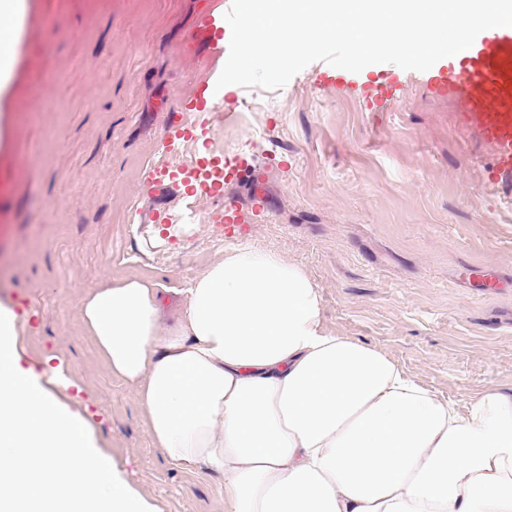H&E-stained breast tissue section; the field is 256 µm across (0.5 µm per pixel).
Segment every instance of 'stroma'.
<instances>
[{
	"instance_id": "obj_1",
	"label": "stroma",
	"mask_w": 512,
	"mask_h": 512,
	"mask_svg": "<svg viewBox=\"0 0 512 512\" xmlns=\"http://www.w3.org/2000/svg\"><path fill=\"white\" fill-rule=\"evenodd\" d=\"M26 2L0 93V311L23 300L20 365L152 512H224V495L154 448L136 391L86 336L79 302L105 284L183 288L226 250L259 247L312 277L329 332L380 349L459 407L512 391V204L483 183L488 145L450 128L447 101L414 71L377 65L408 79L390 113L338 96L310 66L278 90L234 86L219 100L225 119L166 156V105L215 65L187 35L225 0ZM194 156L248 160L223 191L245 205L261 196L255 223L217 234L219 198L159 197L143 183L148 163ZM163 207L182 215L181 233L154 221Z\"/></svg>"
}]
</instances>
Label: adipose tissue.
<instances>
[{"label":"adipose tissue","mask_w":512,"mask_h":512,"mask_svg":"<svg viewBox=\"0 0 512 512\" xmlns=\"http://www.w3.org/2000/svg\"><path fill=\"white\" fill-rule=\"evenodd\" d=\"M80 315L155 447L217 479L224 512H512V393L462 410L328 332L318 286L276 254L225 253L168 325L139 279L89 292Z\"/></svg>","instance_id":"adipose-tissue-1"}]
</instances>
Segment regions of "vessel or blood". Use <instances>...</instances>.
<instances>
[{
	"label": "vessel or blood",
	"instance_id": "vessel-or-blood-1",
	"mask_svg": "<svg viewBox=\"0 0 512 512\" xmlns=\"http://www.w3.org/2000/svg\"><path fill=\"white\" fill-rule=\"evenodd\" d=\"M224 14L211 10L199 15L188 36L189 42L207 46L215 55L224 53ZM318 81L335 87L338 95L364 100L373 112H390L399 106L404 94L401 78L388 76L375 81L345 74L327 63H319ZM421 82L435 93L458 106L449 119L458 132L474 131L489 146L490 154L483 166L490 185L512 192V27H498L481 32L473 45L455 56L441 59L421 75ZM216 81L197 82L172 102L176 120L164 123L161 146L170 152L195 140L205 130L216 103ZM242 163L222 168L192 162L176 171L150 165L143 175L156 193L169 190L172 181L192 185L196 197H215L220 193L222 178H237ZM225 220L250 224L254 211L233 198L222 204Z\"/></svg>",
	"mask_w": 512,
	"mask_h": 512
}]
</instances>
